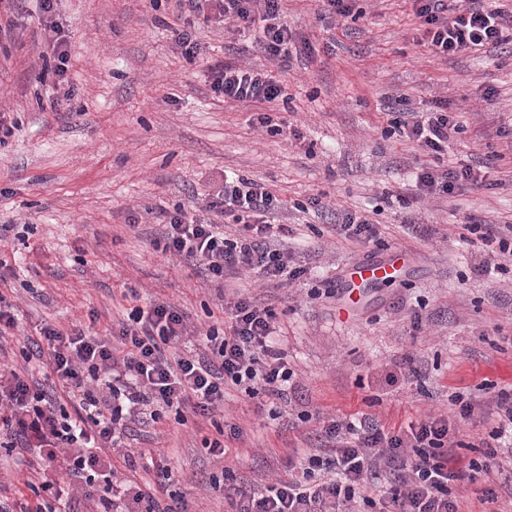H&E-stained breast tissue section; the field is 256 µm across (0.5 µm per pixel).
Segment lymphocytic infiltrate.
<instances>
[{
	"mask_svg": "<svg viewBox=\"0 0 512 512\" xmlns=\"http://www.w3.org/2000/svg\"><path fill=\"white\" fill-rule=\"evenodd\" d=\"M424 35L423 45L438 55L464 54L487 46H512V15L485 7L484 0H410ZM178 12L217 20L226 27L253 30L256 42L271 60L291 55L292 32L283 17V0H175ZM212 88L225 100L264 105L256 121L270 127L283 89L272 72L226 64L211 71ZM405 96L393 98L400 118L395 132L405 135L434 159L417 174L422 195L453 194L462 184L486 183L485 166L459 169L438 166L460 125L448 101L433 99L422 114H409ZM280 200L264 184L233 174L213 207L235 214L242 224L239 237L227 238L220 225L189 219L182 208L164 215L165 252L197 263L206 278L224 280L229 271L247 270L267 283L299 279L303 268L291 265L276 246L286 225L267 222ZM119 331V346L85 333L79 325L62 329L43 326L26 358H43L56 380L69 393H80L81 410L69 414L56 408L54 395L31 386L16 368L0 366V432L14 444L30 449L40 460L42 497L33 512H58L60 484L103 480L111 492L98 512H115L116 500L128 494L102 449L116 448L124 431L123 419L156 404L174 410L178 422L187 415L210 417L224 402V387H244L250 395L282 396L291 379L284 352L276 347V316L250 299L237 298L227 330L209 328L204 339L209 355L173 352L172 346L189 333L181 312L162 302L134 307ZM320 455L298 456L288 478L263 490L227 485L236 512H336L338 504L357 500L370 482L392 475L394 484L380 512H461L448 492L449 483L473 479L483 469L472 462L450 467L454 440L448 421L433 415L410 432H387L378 420L361 414L332 420L322 430ZM333 468L332 482L316 483V471Z\"/></svg>",
	"mask_w": 512,
	"mask_h": 512,
	"instance_id": "obj_1",
	"label": "lymphocytic infiltrate"
}]
</instances>
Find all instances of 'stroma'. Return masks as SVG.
<instances>
[{"label":"stroma","instance_id":"1","mask_svg":"<svg viewBox=\"0 0 512 512\" xmlns=\"http://www.w3.org/2000/svg\"><path fill=\"white\" fill-rule=\"evenodd\" d=\"M284 8L311 49L279 63L250 31L207 26L194 29L199 50L187 58L173 31L189 21L166 0H55L48 12L38 0H0V20L15 22L0 38V111L15 124L0 144V225L9 227L0 297L19 315L0 335V364L51 387L46 368L22 359L25 337L45 323L109 337L132 307L154 300L201 330L230 324L228 304L239 295L276 315L293 372L282 397L264 405L229 385L213 420L181 425L167 411L126 421L112 468L142 487L157 479L151 458L169 455L164 507L178 497L188 512H233L225 473L263 489L287 477L294 450L319 452L329 420L361 412L392 432L446 416L456 429L451 455L468 464L499 426L497 393L512 390V258L477 271L481 250L461 239L470 217L512 225V49L431 54L417 43L408 0H354L346 17L319 0H284ZM224 63L272 71L285 97L271 114L281 134L256 128L262 105L228 103L212 90L210 70ZM399 95L417 111L448 98L462 130L444 162H489L491 187L421 196L415 175L431 158L391 133L388 103ZM228 171L281 200L271 221L287 225L282 245L304 268L300 279L274 286L230 273L217 285L165 253L162 214L178 206L238 236L233 216L209 208ZM347 212L369 216L376 243L337 233ZM393 250L412 261L403 280L367 289L354 311L340 313L336 284L347 267ZM455 392L472 397L467 418L449 400ZM219 423L242 434L225 438L217 458L203 440ZM131 449L140 454L132 465ZM40 483L35 458L0 447L1 501L25 512ZM450 488L463 512H512V463Z\"/></svg>","mask_w":512,"mask_h":512}]
</instances>
